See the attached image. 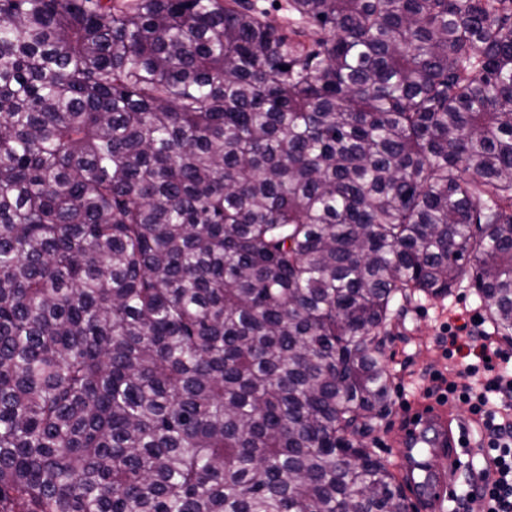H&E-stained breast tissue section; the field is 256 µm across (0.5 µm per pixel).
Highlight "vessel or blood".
Wrapping results in <instances>:
<instances>
[{"label":"vessel or blood","mask_w":512,"mask_h":512,"mask_svg":"<svg viewBox=\"0 0 512 512\" xmlns=\"http://www.w3.org/2000/svg\"><path fill=\"white\" fill-rule=\"evenodd\" d=\"M394 443L400 449L406 484L423 496L434 512H446L457 492L459 459L458 436L449 429L446 414L435 407L417 408Z\"/></svg>","instance_id":"b4317fda"}]
</instances>
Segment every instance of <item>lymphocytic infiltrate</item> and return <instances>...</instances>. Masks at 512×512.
Here are the masks:
<instances>
[{"label": "lymphocytic infiltrate", "instance_id": "lymphocytic-infiltrate-1", "mask_svg": "<svg viewBox=\"0 0 512 512\" xmlns=\"http://www.w3.org/2000/svg\"><path fill=\"white\" fill-rule=\"evenodd\" d=\"M444 329L448 367L431 376L424 394L465 404L484 432L478 442L484 466L467 500L479 503L482 512H512V374L503 367L512 355L482 330L479 320L462 324L453 315Z\"/></svg>", "mask_w": 512, "mask_h": 512}]
</instances>
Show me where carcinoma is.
I'll use <instances>...</instances> for the list:
<instances>
[{
	"mask_svg": "<svg viewBox=\"0 0 512 512\" xmlns=\"http://www.w3.org/2000/svg\"><path fill=\"white\" fill-rule=\"evenodd\" d=\"M288 12L0 0V512H408L393 319L512 341V0Z\"/></svg>",
	"mask_w": 512,
	"mask_h": 512,
	"instance_id": "obj_1",
	"label": "carcinoma"
}]
</instances>
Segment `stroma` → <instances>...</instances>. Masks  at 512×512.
<instances>
[{
    "label": "stroma",
    "instance_id": "obj_1",
    "mask_svg": "<svg viewBox=\"0 0 512 512\" xmlns=\"http://www.w3.org/2000/svg\"><path fill=\"white\" fill-rule=\"evenodd\" d=\"M482 312L474 288L466 285L445 298L417 297L396 318L384 346L395 376L391 411L365 439L381 458L394 461L392 440L407 415L408 404L423 396L430 372L445 365L443 323L454 313Z\"/></svg>",
    "mask_w": 512,
    "mask_h": 512
}]
</instances>
